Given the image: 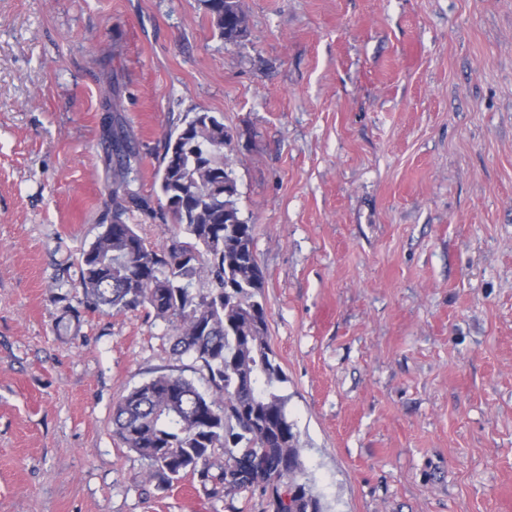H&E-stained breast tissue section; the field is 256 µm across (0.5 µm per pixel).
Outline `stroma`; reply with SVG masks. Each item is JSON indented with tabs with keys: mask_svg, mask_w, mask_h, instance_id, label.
<instances>
[{
	"mask_svg": "<svg viewBox=\"0 0 512 512\" xmlns=\"http://www.w3.org/2000/svg\"><path fill=\"white\" fill-rule=\"evenodd\" d=\"M240 6L229 45L205 0H0V512H272L112 433L134 386L206 382L150 309L80 302L106 97L147 196L168 127L223 116L322 512H512V0Z\"/></svg>",
	"mask_w": 512,
	"mask_h": 512,
	"instance_id": "35a3bbf8",
	"label": "stroma"
}]
</instances>
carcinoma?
I'll return each instance as SVG.
<instances>
[{"label": "carcinoma", "mask_w": 512, "mask_h": 512, "mask_svg": "<svg viewBox=\"0 0 512 512\" xmlns=\"http://www.w3.org/2000/svg\"><path fill=\"white\" fill-rule=\"evenodd\" d=\"M219 35L239 43L248 25L239 0H205ZM224 118L196 112L164 136L156 171L161 200L142 213L165 226L170 245L157 252L133 225L115 221L80 260L86 306L117 312L140 307L171 327V351L199 363L207 388L162 373L130 389L113 408L114 435L137 453L147 480L167 488L186 475L211 484L210 494L259 488L275 512H321L302 473L283 381L268 342L263 273L253 225L237 206L228 168ZM115 182L137 179V152L120 129L109 137ZM224 453L217 472L211 458Z\"/></svg>", "instance_id": "cac0c4a2"}]
</instances>
